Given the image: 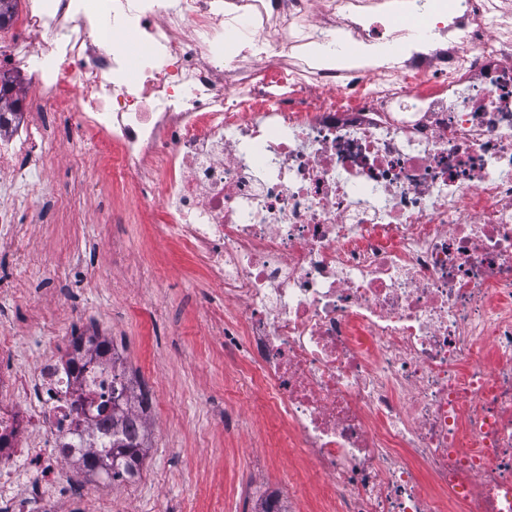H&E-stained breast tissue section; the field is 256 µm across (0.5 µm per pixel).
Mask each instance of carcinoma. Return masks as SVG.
<instances>
[{
	"label": "carcinoma",
	"instance_id": "1",
	"mask_svg": "<svg viewBox=\"0 0 512 512\" xmlns=\"http://www.w3.org/2000/svg\"><path fill=\"white\" fill-rule=\"evenodd\" d=\"M5 101L9 106H0V124L7 121V116L16 111L18 100L13 97L12 87L0 86V102ZM73 346L77 351H85L87 362L99 360L110 351L109 343L93 336L89 339V347L82 346V341L76 340ZM127 386L121 385V392L112 396V404L103 403L99 412L111 410L104 422L108 427L103 429L100 436L92 438L91 449L81 454L78 463L86 470L95 469L101 472H112V477H123L130 480L139 474L143 458L148 449V430L143 428L142 420L148 417V398L141 396L139 413L131 416V396L127 395Z\"/></svg>",
	"mask_w": 512,
	"mask_h": 512
}]
</instances>
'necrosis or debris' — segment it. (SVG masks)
<instances>
[{"instance_id": "obj_1", "label": "necrosis or debris", "mask_w": 512, "mask_h": 512, "mask_svg": "<svg viewBox=\"0 0 512 512\" xmlns=\"http://www.w3.org/2000/svg\"><path fill=\"white\" fill-rule=\"evenodd\" d=\"M0 38L234 312L224 369L293 464L261 512H512V0H38ZM42 124L0 174L44 194ZM0 504L85 501L112 362L17 368Z\"/></svg>"}]
</instances>
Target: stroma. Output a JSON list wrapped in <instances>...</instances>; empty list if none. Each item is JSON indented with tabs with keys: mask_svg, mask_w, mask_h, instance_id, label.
Segmentation results:
<instances>
[{
	"mask_svg": "<svg viewBox=\"0 0 512 512\" xmlns=\"http://www.w3.org/2000/svg\"><path fill=\"white\" fill-rule=\"evenodd\" d=\"M49 136L42 150L49 201L20 197L22 222L12 249L0 250V330L19 338V361L63 353L70 337L98 331L123 355V365L159 395L139 477L96 482L123 512H248L250 499L229 497L240 476L252 496L275 488L288 470V451L260 466L266 417L237 400L224 373V294L177 242L159 240L153 217L122 185L88 194L73 165L96 171L93 147L73 154L77 134L63 117L34 112ZM123 211V223L112 221ZM22 283L25 294L11 292ZM66 325L45 335L44 311Z\"/></svg>",
	"mask_w": 512,
	"mask_h": 512,
	"instance_id": "35a3bbf8",
	"label": "stroma"
}]
</instances>
